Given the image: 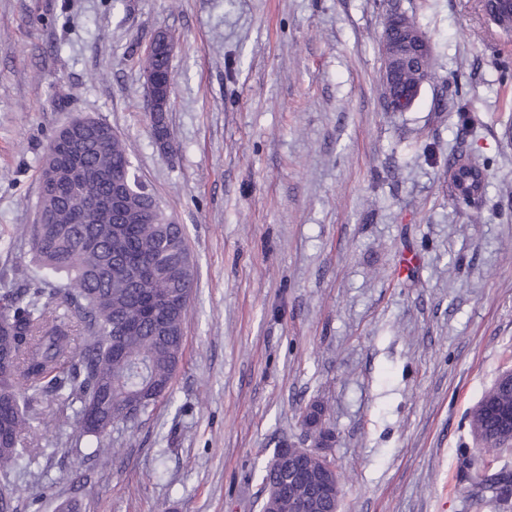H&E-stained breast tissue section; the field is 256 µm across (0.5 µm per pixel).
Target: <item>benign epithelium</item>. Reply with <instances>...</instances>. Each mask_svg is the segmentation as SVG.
Returning a JSON list of instances; mask_svg holds the SVG:
<instances>
[{
    "instance_id": "obj_1",
    "label": "benign epithelium",
    "mask_w": 512,
    "mask_h": 512,
    "mask_svg": "<svg viewBox=\"0 0 512 512\" xmlns=\"http://www.w3.org/2000/svg\"><path fill=\"white\" fill-rule=\"evenodd\" d=\"M503 0H481L482 10L488 21L506 34L512 32V19L505 22L498 14L495 4ZM382 68L380 80L384 89L383 106L388 112H405L419 98L425 85L432 82V72L423 65L431 54L429 38L404 14L392 10L382 21L378 36ZM149 97V112L157 120L158 112L166 109L170 101L171 87L160 86L152 74H143ZM164 88L165 92H152ZM479 166L462 156L450 167L453 195L460 203L474 205L479 196L470 188L472 174ZM290 479L310 494L341 498V486L337 474L323 468L294 469Z\"/></svg>"
}]
</instances>
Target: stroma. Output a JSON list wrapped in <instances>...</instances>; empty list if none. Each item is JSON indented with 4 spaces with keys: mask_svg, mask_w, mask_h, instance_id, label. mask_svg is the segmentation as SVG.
<instances>
[{
    "mask_svg": "<svg viewBox=\"0 0 512 512\" xmlns=\"http://www.w3.org/2000/svg\"><path fill=\"white\" fill-rule=\"evenodd\" d=\"M399 9L430 38L434 80L382 105L378 33ZM173 41L154 135L138 60ZM78 116L109 123L197 286L170 399L114 429L111 464L72 422L8 483L21 512H260L276 448L313 444L321 401L339 512L475 509L470 414L512 368V35L479 0H0V289L35 263L41 158ZM487 169L478 205L448 160ZM465 156V155H464ZM460 156L457 162L450 167V178L453 188V195L459 203L474 205L480 197L470 188L472 174L481 169L468 158Z\"/></svg>",
    "mask_w": 512,
    "mask_h": 512,
    "instance_id": "35a3bbf8",
    "label": "stroma"
}]
</instances>
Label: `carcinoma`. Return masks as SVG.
<instances>
[{"label":"carcinoma","mask_w":512,"mask_h":512,"mask_svg":"<svg viewBox=\"0 0 512 512\" xmlns=\"http://www.w3.org/2000/svg\"><path fill=\"white\" fill-rule=\"evenodd\" d=\"M160 81L171 75L161 46L139 60ZM133 186L122 210L112 200V178ZM154 197L131 172L123 140L105 121L63 127L42 161L40 196L27 243L44 276L0 293V474L9 475L37 449L25 438L41 420L44 399L57 397L74 415L86 456L109 463L115 449L105 436L133 424L168 395L183 348V329L194 285L193 265L180 224L161 223ZM63 275L60 286L52 277ZM166 291L175 302L160 304ZM491 406L512 409V385L498 379L474 409L470 426L492 447L512 443ZM321 468L305 448L273 455L263 483V512H288L301 489L288 481V464ZM512 497V472L501 469L474 482V504ZM19 497L0 488V512H18Z\"/></svg>","instance_id":"cac0c4a2"}]
</instances>
